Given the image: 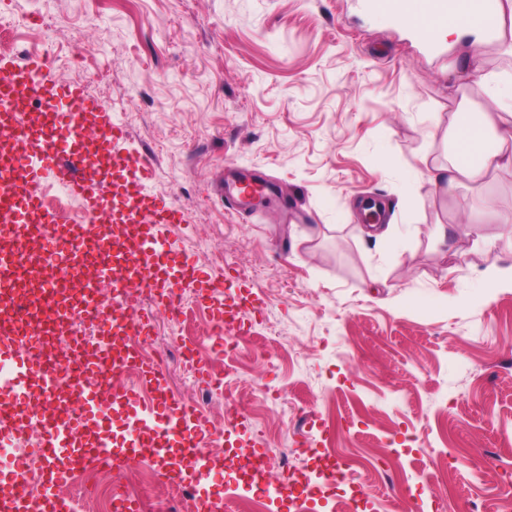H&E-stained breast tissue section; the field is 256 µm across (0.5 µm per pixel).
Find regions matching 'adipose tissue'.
Wrapping results in <instances>:
<instances>
[{
  "instance_id": "1",
  "label": "adipose tissue",
  "mask_w": 512,
  "mask_h": 512,
  "mask_svg": "<svg viewBox=\"0 0 512 512\" xmlns=\"http://www.w3.org/2000/svg\"><path fill=\"white\" fill-rule=\"evenodd\" d=\"M489 109L472 111L459 100L448 124L454 152L447 165L435 167L434 183L451 193L463 182H477L490 173L512 169V81L484 76Z\"/></svg>"
}]
</instances>
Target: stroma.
Returning a JSON list of instances; mask_svg holds the SVG:
<instances>
[{
	"mask_svg": "<svg viewBox=\"0 0 512 512\" xmlns=\"http://www.w3.org/2000/svg\"><path fill=\"white\" fill-rule=\"evenodd\" d=\"M0 23L5 55L45 54L111 105L122 152L184 212L168 245L247 298L224 358L195 300L180 323L149 312L222 380L207 414L235 421L211 455L322 441L371 512H512V288L478 280L512 251L469 211L512 213V171L451 199L429 181L453 150L459 46L361 0H0ZM229 162L274 201L227 207ZM367 199L397 243L362 233Z\"/></svg>",
	"mask_w": 512,
	"mask_h": 512,
	"instance_id": "obj_1",
	"label": "stroma"
}]
</instances>
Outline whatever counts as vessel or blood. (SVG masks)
<instances>
[{
    "label": "vessel or blood",
    "mask_w": 512,
    "mask_h": 512,
    "mask_svg": "<svg viewBox=\"0 0 512 512\" xmlns=\"http://www.w3.org/2000/svg\"><path fill=\"white\" fill-rule=\"evenodd\" d=\"M372 10L402 21L424 42H432L434 28L455 13V0H369ZM470 11L487 35L496 31L494 0H470ZM129 134L112 117L111 105L91 96L84 85L56 77L46 56L24 60L0 57V364L10 374L0 377V434L21 425L28 415H41L45 436L41 448L47 461V512H65L53 489L62 472L57 453L70 448L71 466L112 462L122 466L140 458L156 460L165 477L174 467L169 447L191 450L188 463L196 481L209 479L210 456L200 453L206 436L200 411L180 404L170 390L162 363L145 361L133 344L150 335L151 319L140 308V292L166 305L181 286L191 287L200 305L209 307L218 328L232 329L244 303L242 296L224 293L205 271L189 260L169 257L160 239L166 224L184 221L182 210L150 194L154 172L149 156L119 153ZM50 182L84 206L79 224H61L48 211L38 187ZM265 192L263 182L238 175L228 196L233 203L250 204ZM41 232L42 251L32 254L21 240ZM64 253V273L79 280L88 262H95L100 278L111 280V303L92 291L74 297L47 279L48 256ZM90 313L103 335L122 338V351L104 353L94 368L104 376L135 370L154 392L151 405L136 408L135 390L113 394V412L133 410L136 428L155 431L152 443L127 452L113 451L106 441L85 446L80 441L82 419L48 413L30 399L32 381L45 387L70 383L81 372L59 367L49 339L67 324Z\"/></svg>",
    "instance_id": "b4317fda"
}]
</instances>
